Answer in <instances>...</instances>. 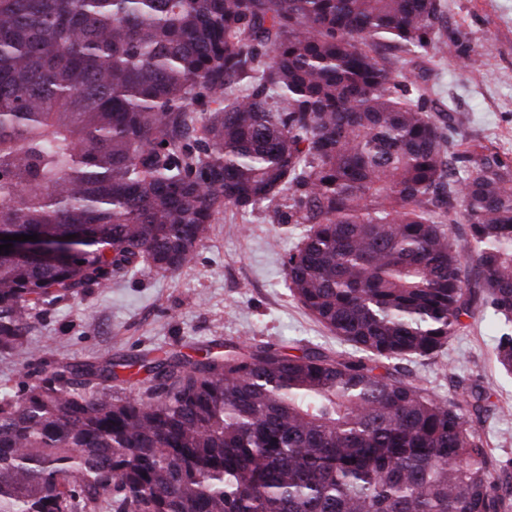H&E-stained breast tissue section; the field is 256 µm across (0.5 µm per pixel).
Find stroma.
<instances>
[{
	"label": "stroma",
	"instance_id": "obj_1",
	"mask_svg": "<svg viewBox=\"0 0 512 512\" xmlns=\"http://www.w3.org/2000/svg\"><path fill=\"white\" fill-rule=\"evenodd\" d=\"M440 49L420 54L406 71L425 78L433 111L459 113L457 139H479L512 153V0H448ZM469 48L473 64L461 57ZM286 200L240 211L226 208L211 224L191 264L173 275L146 268L48 307L23 350L0 355V385L24 372L95 355L126 358L241 340L293 348H351L293 299L283 262L304 227L283 223ZM491 312L464 318L463 328L433 358L401 361L443 400L469 378L498 410L477 429L495 455L512 458V379L495 366Z\"/></svg>",
	"mask_w": 512,
	"mask_h": 512
}]
</instances>
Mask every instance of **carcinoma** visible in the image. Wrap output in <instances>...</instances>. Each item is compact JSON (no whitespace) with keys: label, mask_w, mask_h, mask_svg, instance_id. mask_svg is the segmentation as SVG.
Listing matches in <instances>:
<instances>
[{"label":"carcinoma","mask_w":512,"mask_h":512,"mask_svg":"<svg viewBox=\"0 0 512 512\" xmlns=\"http://www.w3.org/2000/svg\"><path fill=\"white\" fill-rule=\"evenodd\" d=\"M445 0H0V355L37 315L288 196L284 267L358 355L273 344L94 359L0 387V512H512V460L385 364L492 309L512 375V156L452 138L407 56ZM130 370L126 378L118 369ZM146 377L138 378L139 372ZM2 236L5 234L0 233V245L12 243L13 247L10 248L9 253H18L25 255L31 259L43 260L49 258L55 254L58 249L61 248H77L74 244L63 243V244H55L53 246H49L45 243L42 238H38V241L29 240L26 242L20 241H4L2 240Z\"/></svg>","instance_id":"1"}]
</instances>
